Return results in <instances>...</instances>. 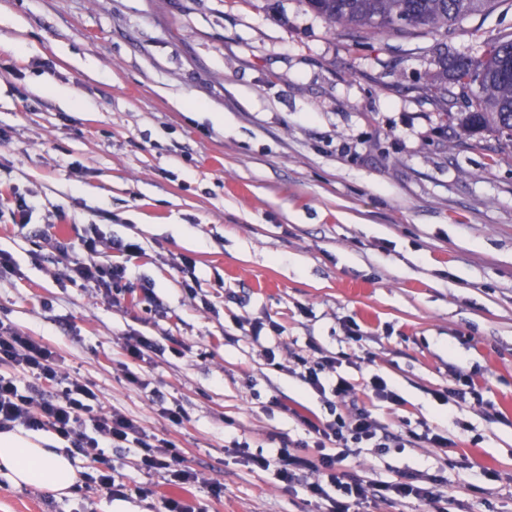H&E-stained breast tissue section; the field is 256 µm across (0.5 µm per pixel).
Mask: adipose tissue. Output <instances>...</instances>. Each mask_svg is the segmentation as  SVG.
<instances>
[{
	"label": "adipose tissue",
	"mask_w": 512,
	"mask_h": 512,
	"mask_svg": "<svg viewBox=\"0 0 512 512\" xmlns=\"http://www.w3.org/2000/svg\"><path fill=\"white\" fill-rule=\"evenodd\" d=\"M0 475L17 488H45L68 495L76 472L66 448L52 438L21 429L0 432Z\"/></svg>",
	"instance_id": "adipose-tissue-1"
}]
</instances>
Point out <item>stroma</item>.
<instances>
[{"instance_id": "35a3bbf8", "label": "stroma", "mask_w": 512, "mask_h": 512, "mask_svg": "<svg viewBox=\"0 0 512 512\" xmlns=\"http://www.w3.org/2000/svg\"><path fill=\"white\" fill-rule=\"evenodd\" d=\"M510 32L512 0L446 33L336 28L305 0H0V186L34 205L26 225L0 207V321L183 449L200 512H327L251 461L318 456L276 404L330 415L289 372L297 355L340 358L359 405L417 434L362 445L343 471L442 495L355 512H512V155L447 120L466 97L437 83L440 54ZM61 220L74 253L93 228L141 246L118 303L67 280L44 242ZM130 335L153 344L140 387L124 376ZM374 373L402 405L366 389ZM468 379L482 406L454 397ZM428 429L448 446L420 441ZM71 460L115 468L133 512H159L166 473L121 448ZM107 501L0 476V512Z\"/></svg>"}]
</instances>
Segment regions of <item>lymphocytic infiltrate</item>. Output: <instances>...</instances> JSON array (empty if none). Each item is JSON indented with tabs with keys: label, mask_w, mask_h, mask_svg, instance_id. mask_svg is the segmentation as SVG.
Returning <instances> with one entry per match:
<instances>
[{
	"label": "lymphocytic infiltrate",
	"mask_w": 512,
	"mask_h": 512,
	"mask_svg": "<svg viewBox=\"0 0 512 512\" xmlns=\"http://www.w3.org/2000/svg\"><path fill=\"white\" fill-rule=\"evenodd\" d=\"M72 283L111 297L127 273L126 265L112 262L99 237L85 241L82 254L74 256L67 268ZM337 360L323 357L304 368L299 379L318 394H331L347 402L356 388L336 373ZM10 366L0 373V430L21 427L27 430H50L68 442L85 458L94 460L107 448H123L132 453L135 466L144 474L163 470L169 473L171 493L161 495L162 512H195L189 493L198 480L197 472L186 463L185 453L167 440L149 434L140 421L119 410L105 411L96 407L97 396L83 379L61 368L54 353L38 338L0 323V366ZM53 387L50 395L33 396L19 388L20 376ZM300 423L319 450L316 463L295 455L279 456L283 482L293 483L296 469L312 466L316 478L308 483L312 497L331 500L332 512H350L353 504L363 500H379L392 505L416 498L431 500L432 491L410 481L392 484L366 482L348 478L339 468L338 449L362 443L385 447L391 434L378 423L370 410L358 408L323 420L300 415ZM340 491L339 499H331V491Z\"/></svg>",
	"instance_id": "1"
}]
</instances>
